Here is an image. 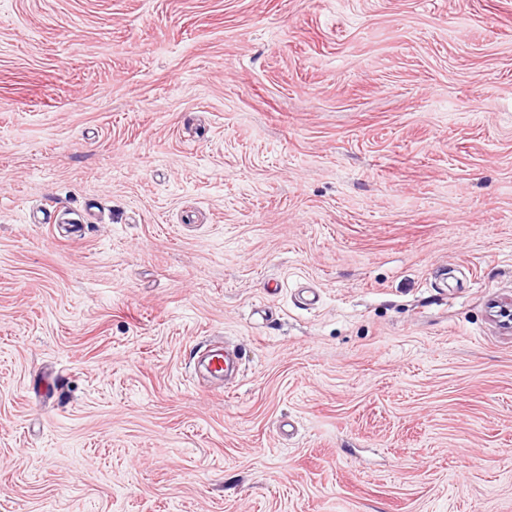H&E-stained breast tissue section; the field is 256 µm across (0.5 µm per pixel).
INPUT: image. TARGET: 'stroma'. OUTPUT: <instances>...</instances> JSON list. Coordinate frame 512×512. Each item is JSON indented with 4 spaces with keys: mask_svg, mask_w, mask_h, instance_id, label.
I'll return each instance as SVG.
<instances>
[{
    "mask_svg": "<svg viewBox=\"0 0 512 512\" xmlns=\"http://www.w3.org/2000/svg\"><path fill=\"white\" fill-rule=\"evenodd\" d=\"M510 295L512 0H0V512H512Z\"/></svg>",
    "mask_w": 512,
    "mask_h": 512,
    "instance_id": "stroma-1",
    "label": "stroma"
}]
</instances>
